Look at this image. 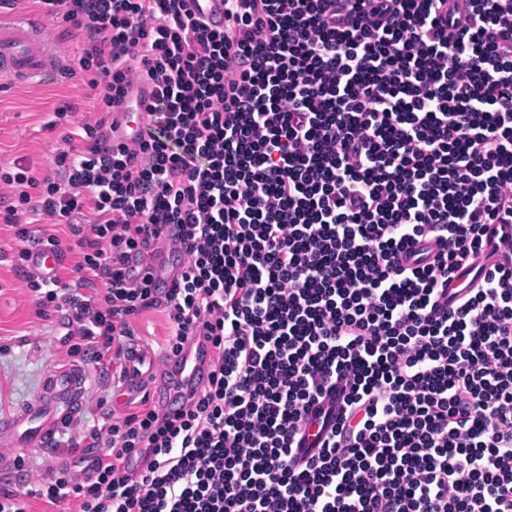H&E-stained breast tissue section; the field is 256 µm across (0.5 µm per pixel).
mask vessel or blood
<instances>
[{
    "mask_svg": "<svg viewBox=\"0 0 512 512\" xmlns=\"http://www.w3.org/2000/svg\"><path fill=\"white\" fill-rule=\"evenodd\" d=\"M64 63V48L45 38L37 16L0 17V86L53 80L61 75ZM64 261L62 250L40 244L31 250L25 266L31 274L46 278ZM145 356L140 345L127 349L124 392L132 397L147 384H155L160 409L174 413L184 409L203 387L213 352L192 337L177 357L162 364L145 366ZM86 382L84 372L75 365L51 371L44 381L42 400L0 415V444L26 448L43 443L78 407L87 390Z\"/></svg>",
    "mask_w": 512,
    "mask_h": 512,
    "instance_id": "vessel-or-blood-1",
    "label": "vessel or blood"
}]
</instances>
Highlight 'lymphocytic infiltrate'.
I'll list each match as a JSON object with an SVG mask.
<instances>
[{
    "label": "lymphocytic infiltrate",
    "instance_id": "f902f5d3",
    "mask_svg": "<svg viewBox=\"0 0 512 512\" xmlns=\"http://www.w3.org/2000/svg\"><path fill=\"white\" fill-rule=\"evenodd\" d=\"M88 46L63 68L103 117L54 174L0 166L14 262L71 356L120 358L145 312L167 355L199 336L207 386L140 400L0 512H512V0H35ZM133 141L105 118L134 85ZM71 280L25 274L26 216ZM184 250L168 284L162 246ZM482 260L461 290V270ZM144 92V93H143ZM151 97V90L144 88V91L140 90V87L136 86L135 88V99L133 102L132 107L130 108V113L127 116L122 115V124L118 131V135L121 140L128 141L134 138L137 130H138V121L141 120L140 117L138 120H134L133 113L139 112L141 109L144 108L143 101L144 98L150 99Z\"/></svg>",
    "mask_w": 512,
    "mask_h": 512
}]
</instances>
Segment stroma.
<instances>
[{
  "instance_id": "obj_1",
  "label": "stroma",
  "mask_w": 512,
  "mask_h": 512,
  "mask_svg": "<svg viewBox=\"0 0 512 512\" xmlns=\"http://www.w3.org/2000/svg\"><path fill=\"white\" fill-rule=\"evenodd\" d=\"M74 106L79 118L96 119L94 103L78 79H60L53 85H19L0 90V164L19 162L35 173L49 170L53 151L61 144L64 128L50 127L55 108ZM0 206V410H12L38 397L45 376L71 364L82 367L88 389L73 417L76 437L103 425L112 414L113 363H95L92 356L70 357L61 314L38 316L36 304L22 286L13 266L16 243L11 227L4 224ZM23 457L22 467L0 468V489H35L48 472L63 467L83 473L84 449L69 450L53 445L7 448L0 452Z\"/></svg>"
}]
</instances>
